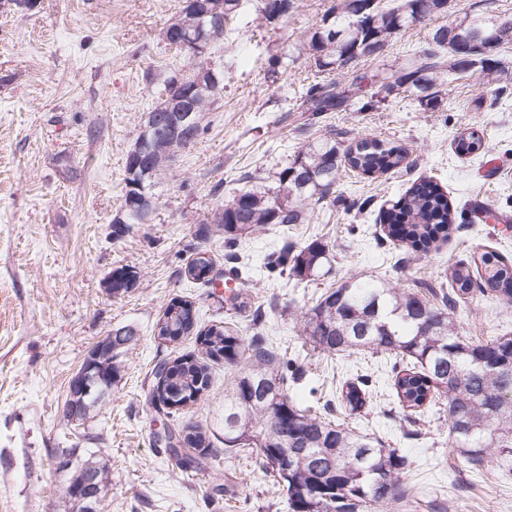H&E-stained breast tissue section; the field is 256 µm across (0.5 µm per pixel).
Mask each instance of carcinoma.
<instances>
[{"mask_svg":"<svg viewBox=\"0 0 512 512\" xmlns=\"http://www.w3.org/2000/svg\"><path fill=\"white\" fill-rule=\"evenodd\" d=\"M200 13L184 5L168 20L166 29L181 38L193 27L211 34L214 20L224 17L229 24L236 16V0H194ZM279 12L268 9L261 0L259 12L269 24L288 17L298 7L297 0H279ZM358 0H338L329 8L322 25L307 31L302 50L321 74L338 71L336 63L349 60H375L379 55L367 52L366 37L387 45L393 34L447 13L442 0H432L434 9L424 0H399L392 8L376 2L367 11V28L352 27ZM478 45L483 50L481 66L475 69L487 84L506 82L512 75L492 58L498 48L512 44V35L499 33L493 18L476 16L464 9L438 27L418 58L400 67H383L374 75L380 90L387 94L408 93L425 110L444 107L440 86L450 74L462 70L456 58L462 45ZM367 80L356 70L348 73L345 85L316 82L305 92L303 111L320 118L332 112L353 110L357 94ZM192 91L191 109L196 121L177 137L165 133L168 100L159 98L158 129L141 151L143 167L151 170L144 188L151 193L154 180L171 167L178 153L198 140L202 114L213 109L224 90V71L196 60L192 71L170 78L164 90L174 85ZM341 133L335 128L299 147L275 183L256 181L247 190L234 195L202 220L198 233H221L237 246L254 238L270 224L288 226L308 224L314 217V205L330 197L341 170L364 174L386 172L400 167L405 153L387 147L376 139L363 138L341 149ZM456 150L470 155L485 149L483 140L471 131H462L455 139ZM124 222L114 232L143 220L129 196H124ZM453 212L447 196L438 185L423 180L412 186L393 205L387 223V236L406 244L412 255L426 254L440 238L451 235ZM330 246L315 240L292 251L285 247L278 264L300 280L317 276L330 263ZM213 264L212 258H194L185 267V278L201 281V271ZM452 291L437 293L435 288H395L388 283L367 285L346 281L319 298L303 313L302 336L313 351L324 355L358 357L370 354L395 359L390 386L403 412H422L442 408L448 415L451 447L460 449L475 469L492 468L512 475V336L490 341H474L462 336L458 304L476 292L483 296L512 302V259L498 252H484L479 263L460 262L450 270ZM137 283V272L128 266L112 270V295L128 292ZM198 311L194 303H171L164 318L155 327L157 338L174 342L191 333L203 338L201 345L208 358L221 357L238 368L230 388L224 394V456L256 453V460L286 488L291 512H379L391 505L416 502L408 482L412 461L398 449L390 448L373 433L354 431L333 416L331 401L322 408L300 407L288 395L290 360L281 356L258 335L246 340L229 333L221 324L196 329ZM112 349L91 350L94 358L82 366L95 368L103 382L83 394L91 408L112 387L123 368L124 357L137 344L135 328L122 326L112 330ZM211 383L210 366L193 355L178 357L167 369L161 383L153 385L148 402L159 399L179 405L196 392H206ZM341 411L357 413L371 402L366 381L356 377L345 380L337 396ZM279 424H273V419ZM184 454L173 448L169 454L184 469L204 467L203 450L210 446L207 429L198 424L170 431ZM95 452L83 458L72 455L66 471V485L80 483L88 471L99 474L107 484L105 467L92 460Z\"/></svg>","mask_w":512,"mask_h":512,"instance_id":"obj_1","label":"carcinoma"}]
</instances>
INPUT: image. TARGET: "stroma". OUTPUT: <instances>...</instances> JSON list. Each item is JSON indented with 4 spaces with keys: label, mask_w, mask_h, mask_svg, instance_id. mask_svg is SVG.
<instances>
[{
    "label": "stroma",
    "mask_w": 512,
    "mask_h": 512,
    "mask_svg": "<svg viewBox=\"0 0 512 512\" xmlns=\"http://www.w3.org/2000/svg\"><path fill=\"white\" fill-rule=\"evenodd\" d=\"M299 3L288 18L267 24L260 0H242L223 40L205 55L224 71L216 109L204 113L201 137L158 179L151 218L120 235L112 220L125 192L126 155L166 80L193 67L162 37L182 0H37L30 11H0V512H76L57 467L64 448L92 449L108 467L103 512H288L282 486L255 460L224 458V391L235 367L211 362L207 393L172 415L148 405L158 361L201 353L196 336L169 343L153 333L177 300L193 301L201 324L221 322L239 336L261 331L302 369L288 383L300 405H322L343 378L367 375L373 400L346 421L412 461L409 480L424 494L410 512H512V480L476 471L453 452L446 415L428 409L405 417L383 362L327 358L300 336L303 313L347 280L412 288L447 282L450 266L486 250L512 257V223L503 221L512 216V82L488 85L459 73L443 86V112L424 111L400 93L368 112L312 118L300 97L320 76L299 40L334 0ZM444 22L440 15L400 31L381 60L361 63V71L370 77L380 64H403ZM281 52L291 60L273 84L269 58ZM329 126L347 144L367 136L402 148L403 167L344 172L335 201L317 205L312 223L268 226L236 251L223 237L199 235L212 209L249 188L251 177L274 180L299 146ZM466 129L483 137L484 153L456 152L454 139ZM424 178L447 195L454 230L437 250L410 257L382 239L381 219ZM317 239L333 253L328 274L299 285L266 269L283 246L298 250ZM198 250L210 252L217 273L238 270L234 288L183 278ZM121 265L133 267L139 282L114 297L106 282ZM258 312L265 322L257 329ZM461 321L463 335L475 340L512 335V303L468 296ZM124 325L139 341L120 378L84 419L68 417L71 378L96 342ZM198 423L209 427L208 460L186 472L153 435L166 424ZM217 478L230 485L219 499L210 494Z\"/></svg>",
    "instance_id": "stroma-1"
}]
</instances>
